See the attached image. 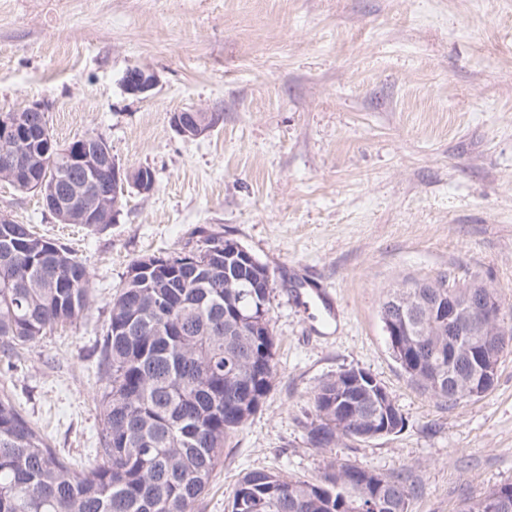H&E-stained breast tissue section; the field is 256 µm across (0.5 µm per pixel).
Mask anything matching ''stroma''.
<instances>
[{
  "instance_id": "1",
  "label": "stroma",
  "mask_w": 512,
  "mask_h": 512,
  "mask_svg": "<svg viewBox=\"0 0 512 512\" xmlns=\"http://www.w3.org/2000/svg\"><path fill=\"white\" fill-rule=\"evenodd\" d=\"M132 68L154 73L146 95L125 92ZM34 102L57 143L99 134L121 167L155 174L97 231L0 181V212L67 247L96 296L14 369L0 361V388L66 460L99 446L116 285L219 233L272 275L275 375L193 512H231L247 472L317 483L343 461L410 473L408 512L512 483V350L486 394L450 407L408 380L380 318L390 287L439 275L512 308V0H0V112ZM186 110L223 118L188 138L171 123ZM349 368L405 426L313 447V394Z\"/></svg>"
}]
</instances>
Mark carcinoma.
I'll use <instances>...</instances> for the list:
<instances>
[{"label": "carcinoma", "instance_id": "cac0c4a2", "mask_svg": "<svg viewBox=\"0 0 512 512\" xmlns=\"http://www.w3.org/2000/svg\"><path fill=\"white\" fill-rule=\"evenodd\" d=\"M36 131L18 157L21 174L13 186L31 189L39 177L63 176L61 188L81 198L66 221L101 229L112 208L96 200L112 190V171L62 172L66 151L51 143L38 112H25ZM237 242L209 235L176 256H148L132 267L111 301L102 336L99 369L106 378L100 395L102 423L97 460L77 469L47 443L14 398L0 396V512H192L207 491L230 434L245 425L266 397L274 378V340L269 319L267 265L248 263ZM86 267L55 240L27 224L0 223V354L11 359L59 323L76 322L91 305ZM389 288L380 316L395 362L423 392L452 407L487 391L477 371L448 343L441 306L448 287L466 288L448 276L425 280L426 288ZM415 311L406 320L396 307ZM512 328L472 325L475 342L496 351ZM367 372L345 369L326 379L313 395L309 442L329 448L346 440L367 441L365 423L405 424L399 410L376 406L380 382ZM358 413V436L345 423ZM326 484L286 480L254 470L239 481L231 512H373L370 498L381 493L388 506L378 512H408L420 487L408 474L385 476L362 465L330 466ZM461 512H512V484L467 499Z\"/></svg>", "mask_w": 512, "mask_h": 512}]
</instances>
